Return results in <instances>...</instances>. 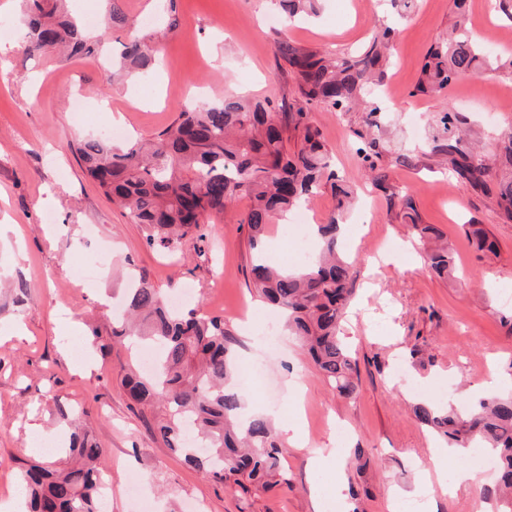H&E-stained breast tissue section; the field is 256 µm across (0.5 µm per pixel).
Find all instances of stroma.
Segmentation results:
<instances>
[{
	"label": "stroma",
	"instance_id": "1",
	"mask_svg": "<svg viewBox=\"0 0 512 512\" xmlns=\"http://www.w3.org/2000/svg\"><path fill=\"white\" fill-rule=\"evenodd\" d=\"M122 7L134 19H172L177 28L162 39L148 78L113 84L93 59L27 53L21 0H0V23L11 29L0 40V496L18 491L20 469L35 458L31 425L65 431L55 419L61 402L84 412L103 450L108 512H139L144 498L155 512H324L317 497L340 480L358 492L347 498V512H389L417 468L434 472L442 445L414 418L417 386L461 410L488 393H512V222L491 197L449 175L448 158L432 141L447 103L468 117V141L493 151L512 127L504 105L512 77L466 76L443 100L416 93L430 46L448 35L453 0H418L409 14L380 8L379 0H321L317 16L290 24L295 45L338 56L367 47L381 17L398 30L383 79L396 98L378 115L386 150L374 165L357 153L369 131L365 112L311 111L337 171L359 192L342 214L327 187L310 204L315 223L335 217L343 224L353 263L342 329L360 387L350 400L314 371L296 337L282 335L274 349L261 342L269 308L249 285L248 230L240 222L247 199L166 249L99 191L70 149L115 124L156 136L193 97L293 95L295 83L278 64L277 29L267 23L276 7L270 0H175L169 13L162 0H123ZM466 9L489 52L512 53L505 39L512 24L503 15L488 16L483 0H467ZM78 94L90 108L82 126L71 120ZM377 170L385 187L373 183ZM392 187L407 191L423 222L447 240L452 277L431 274L425 245L389 201ZM470 223L492 234L497 254L478 255L464 231ZM132 277L169 298L193 289L192 308L223 317L234 332L239 362L262 368L244 389L249 409L275 425L300 419L308 448L332 449V457L317 469L306 450L284 445L290 489L246 493L173 454L154 432L155 413L132 407L120 384L138 355L113 340V306ZM340 425L348 430L341 442ZM495 483L486 474L447 492L432 482L430 512H506Z\"/></svg>",
	"mask_w": 512,
	"mask_h": 512
}]
</instances>
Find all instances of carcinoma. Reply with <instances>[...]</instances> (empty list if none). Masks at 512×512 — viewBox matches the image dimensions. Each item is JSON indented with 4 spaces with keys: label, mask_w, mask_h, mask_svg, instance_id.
<instances>
[{
    "label": "carcinoma",
    "mask_w": 512,
    "mask_h": 512,
    "mask_svg": "<svg viewBox=\"0 0 512 512\" xmlns=\"http://www.w3.org/2000/svg\"><path fill=\"white\" fill-rule=\"evenodd\" d=\"M106 24L127 32L119 67L144 74L152 63V36L128 17L120 0H106ZM290 18L313 14L318 0H275ZM466 0H454L457 14L448 39L430 47L417 91L444 96L448 86L466 75L508 68L473 38ZM24 39L28 51L93 56L97 43L66 14L63 0H24ZM396 29L384 26L370 46L331 57L298 47L287 37L275 40L276 54L296 79L294 96L252 99L230 96L214 104L183 109L152 139L116 145L100 137L71 145L87 177L104 196L121 205L131 222L148 231L149 242L172 249L200 225L224 216L233 200L250 204L240 219L247 225L248 245L260 249L272 224L306 205L322 184L330 186L337 209L348 211L354 190L332 168L320 130L309 122L312 108L351 112L362 107L373 115L381 107L366 97V88L382 79L387 51ZM466 117L444 109L436 121L434 150L448 155V169L464 187L495 193L497 206L512 220V132L493 164L463 138ZM295 140L294 150L288 141ZM382 144L372 137L358 148L369 168ZM404 210L417 238L429 244L426 261L437 276L454 268L440 231L421 223L411 199L400 189L389 194ZM341 224L318 225V257L295 272L283 271L262 258L250 268L257 297L287 317L288 331L302 341L314 370L348 399L358 394L356 362L340 336L353 293L351 263L341 253ZM478 252L497 251L483 227L471 225ZM115 338L132 336L145 349L157 350L153 369L129 371L123 384L133 402L158 411L156 431L174 453L217 482L242 490L265 491L289 484L282 470L281 443L263 415L242 420L245 401L232 384L238 365L232 331L224 318L169 307L164 296L144 280L128 289ZM414 415L450 448H487L500 461V480L512 489V393L490 394L464 412L430 400L414 405ZM65 458L47 459L24 468L20 485L29 512H100L102 454L89 432L76 426L62 449Z\"/></svg>",
    "instance_id": "carcinoma-1"
}]
</instances>
